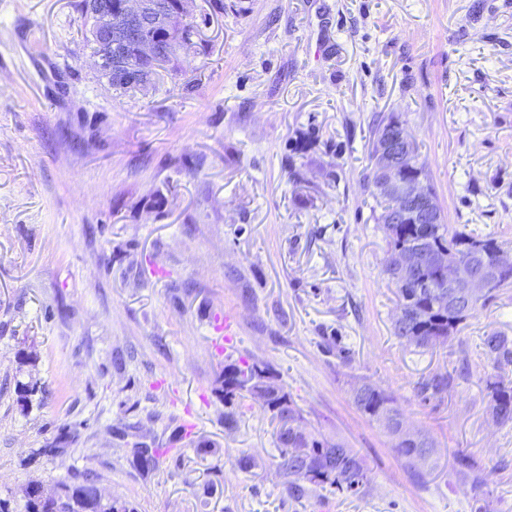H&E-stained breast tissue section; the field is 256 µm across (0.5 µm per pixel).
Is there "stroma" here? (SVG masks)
Instances as JSON below:
<instances>
[{
	"mask_svg": "<svg viewBox=\"0 0 512 512\" xmlns=\"http://www.w3.org/2000/svg\"><path fill=\"white\" fill-rule=\"evenodd\" d=\"M81 2L0 0L10 512L30 481L90 471L138 512H512V425L486 412L481 346L512 336V286L447 344L404 346L367 187L372 129L396 115L445 223L512 244V0H195L179 74L137 95L100 85ZM239 359L270 365L308 431L358 453L361 494L288 496L271 412L224 404ZM446 372L443 397L421 400ZM29 376L46 395L24 408L10 386ZM362 378L436 442L434 468L355 408ZM136 448L159 450L155 468H134Z\"/></svg>",
	"mask_w": 512,
	"mask_h": 512,
	"instance_id": "obj_1",
	"label": "stroma"
}]
</instances>
